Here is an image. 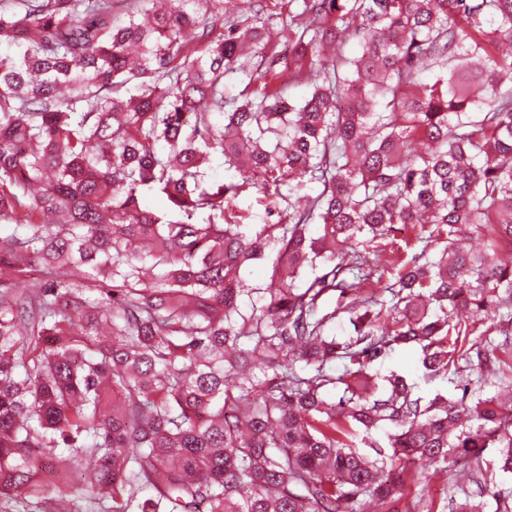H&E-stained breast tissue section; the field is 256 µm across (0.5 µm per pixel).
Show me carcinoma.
Wrapping results in <instances>:
<instances>
[{
    "label": "carcinoma",
    "mask_w": 512,
    "mask_h": 512,
    "mask_svg": "<svg viewBox=\"0 0 512 512\" xmlns=\"http://www.w3.org/2000/svg\"><path fill=\"white\" fill-rule=\"evenodd\" d=\"M264 2L0 0V279L46 274L0 294L1 495H47L34 455L58 448L94 458L103 512H394L417 457L476 476L495 448L512 472L511 385L423 405L394 373L376 396L371 373L409 343L430 372L500 369L467 337L512 334V0H288V58L240 68L279 17ZM285 182L276 222L233 212L244 186ZM398 225L423 247L383 308L357 295L381 261L358 247ZM271 255L272 287H244ZM333 292L353 342L325 334ZM383 425L388 449L359 448Z\"/></svg>",
    "instance_id": "cac0c4a2"
}]
</instances>
